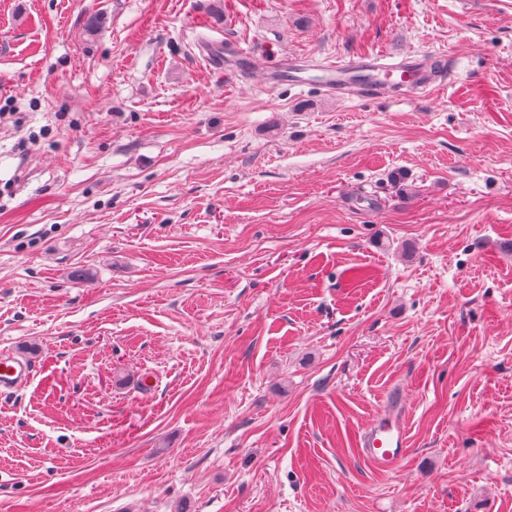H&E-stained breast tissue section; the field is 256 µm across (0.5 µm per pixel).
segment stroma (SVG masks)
Here are the masks:
<instances>
[{
  "instance_id": "obj_1",
  "label": "stroma",
  "mask_w": 512,
  "mask_h": 512,
  "mask_svg": "<svg viewBox=\"0 0 512 512\" xmlns=\"http://www.w3.org/2000/svg\"><path fill=\"white\" fill-rule=\"evenodd\" d=\"M0 110V512H512V0H0ZM433 56L405 54L399 59L387 60L383 54L345 58L336 63H322L318 83L329 94L376 98L398 88L416 94L437 88V76L428 66ZM363 81L365 84H359ZM34 367L28 359L14 354L0 355V394L14 393L31 382ZM407 445V430L397 412L367 428L359 441L362 456L382 470L396 469L406 455Z\"/></svg>"
}]
</instances>
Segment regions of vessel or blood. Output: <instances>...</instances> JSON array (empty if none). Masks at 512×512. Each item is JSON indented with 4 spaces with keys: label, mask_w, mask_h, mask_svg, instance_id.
I'll return each mask as SVG.
<instances>
[{
    "label": "vessel or blood",
    "mask_w": 512,
    "mask_h": 512,
    "mask_svg": "<svg viewBox=\"0 0 512 512\" xmlns=\"http://www.w3.org/2000/svg\"><path fill=\"white\" fill-rule=\"evenodd\" d=\"M318 83L329 94L358 95L369 99L392 90L416 94L433 91L437 77L428 57L406 54L390 60L386 55L350 57L319 66ZM34 367L28 359L13 354L0 355V394L18 391L29 384ZM408 445L407 430L397 413H389L361 435L359 448L364 458L382 470L396 469Z\"/></svg>",
    "instance_id": "obj_1"
}]
</instances>
